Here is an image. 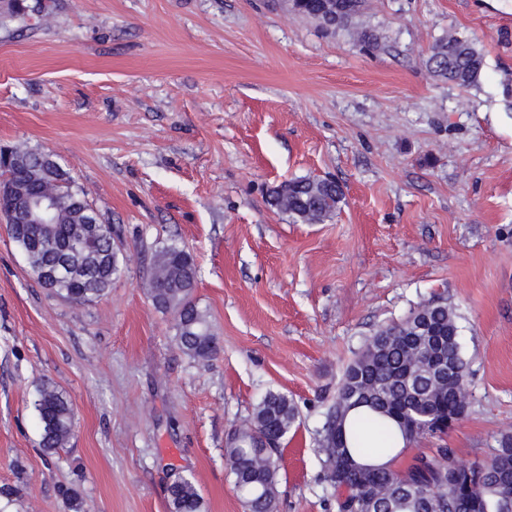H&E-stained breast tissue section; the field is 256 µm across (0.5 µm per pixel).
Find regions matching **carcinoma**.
<instances>
[{
  "label": "carcinoma",
  "instance_id": "carcinoma-1",
  "mask_svg": "<svg viewBox=\"0 0 512 512\" xmlns=\"http://www.w3.org/2000/svg\"><path fill=\"white\" fill-rule=\"evenodd\" d=\"M363 0H289L294 13L323 28L349 27ZM26 0H0V25L25 15ZM430 71L468 88L479 84L484 55L476 43L453 33L440 38L428 60ZM55 196L50 224L16 220L26 196ZM342 185L334 179H296L275 191L271 203L296 222L321 224L336 213ZM91 206L75 185L71 169L38 148L0 149V217L9 237L27 258L34 276L56 258L59 244L80 241L65 268L40 286L75 302L103 297L120 273V248L112 225L97 223L90 237ZM198 266L193 254L178 246L159 250L152 262L149 296L153 305L173 315L176 340L190 357L207 362L220 353L208 314L194 298ZM467 364L454 309L438 297L419 304L409 315L377 330L346 368L336 401L323 426L320 454L336 489L338 512H512V430L503 432L489 460L465 465L449 448L418 454L402 470L392 463L360 462L358 432L346 431L353 410H366L392 423L402 446L387 449L391 459L424 435L445 433V421L460 419L468 405ZM35 409L41 422V448L53 456L72 436L75 413L57 387L38 389ZM298 411L288 396L270 393L250 418L228 435L225 456L233 485L247 512H277L281 452L261 447V436L284 442ZM170 512H203V498L188 477L169 490Z\"/></svg>",
  "mask_w": 512,
  "mask_h": 512
}]
</instances>
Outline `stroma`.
Listing matches in <instances>:
<instances>
[{
  "instance_id": "35a3bbf8",
  "label": "stroma",
  "mask_w": 512,
  "mask_h": 512,
  "mask_svg": "<svg viewBox=\"0 0 512 512\" xmlns=\"http://www.w3.org/2000/svg\"><path fill=\"white\" fill-rule=\"evenodd\" d=\"M0 26V147L55 154L122 244L109 293L77 303L34 279L0 229V512H244L227 436L270 392L298 410L277 512H338L319 453L343 373L379 328L446 298L470 392L450 448L488 459L512 428V0H364L323 30L285 0H44ZM484 54L477 86L427 67L448 32ZM333 178L335 217L293 222L283 183ZM190 250L220 354L176 345L147 288L160 249ZM75 411L40 447L38 388ZM77 492L67 501L61 487ZM168 493L170 512H203V498L189 477L174 482Z\"/></svg>"
}]
</instances>
